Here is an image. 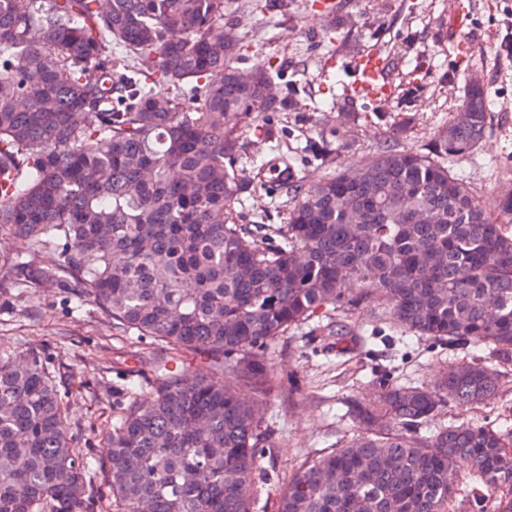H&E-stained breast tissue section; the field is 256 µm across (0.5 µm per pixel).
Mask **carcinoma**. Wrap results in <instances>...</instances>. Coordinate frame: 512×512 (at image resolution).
Here are the masks:
<instances>
[{
  "mask_svg": "<svg viewBox=\"0 0 512 512\" xmlns=\"http://www.w3.org/2000/svg\"><path fill=\"white\" fill-rule=\"evenodd\" d=\"M245 0H0V233L51 248V268L10 265L16 286L53 281L112 321L205 357L251 384L162 360L151 405L130 401L102 449L115 512H258L278 479L263 424L275 369L264 348L318 310L367 299L389 326L512 355V186L480 200L451 163L489 124L485 91L425 151L395 144L369 164L288 183L284 223L257 237L235 205L243 128L296 96L266 95L271 71L238 79L224 15ZM336 351L351 327L328 328ZM500 374L463 362L432 384L353 401L362 432L304 464L276 512H448L455 465L512 512V432L412 429L452 402L483 404ZM389 422L395 431L378 428ZM87 466L60 384L41 356L0 354V512H89Z\"/></svg>",
  "mask_w": 512,
  "mask_h": 512,
  "instance_id": "1",
  "label": "carcinoma"
}]
</instances>
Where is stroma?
<instances>
[{"mask_svg": "<svg viewBox=\"0 0 512 512\" xmlns=\"http://www.w3.org/2000/svg\"><path fill=\"white\" fill-rule=\"evenodd\" d=\"M338 14L324 0H305L288 11L267 0L225 16L236 36L239 70L256 63L280 73L276 83H300L303 90L286 114L271 121L273 137L246 131L240 168L254 170L272 158L276 137L309 151L324 144L332 164L307 161L302 174L316 182L334 169L371 160L382 146L424 148L435 128L459 107L470 77L487 93L492 120L473 152L454 167L482 198L512 185V55L501 45L512 40V0H342ZM461 12L462 24L449 17ZM374 55L385 71L382 96L349 99L344 92L355 61ZM288 191L251 185L239 207L245 219L263 212L283 223ZM365 304L351 313L318 310L267 349L277 383L267 395L263 418L276 448L265 461L288 479L308 459L353 438L358 426L349 402L377 400L390 383H429L459 360L494 365L491 349L449 350L446 343L402 333ZM350 324L358 343L337 354L322 333L333 321ZM38 352L53 375L63 377L61 396L76 445L88 463L94 512H110L109 474L101 450L129 399L148 403L144 383L153 360L168 357L165 344L114 324L93 303L80 302L44 283L0 290V352ZM502 390L487 405H448L421 424L427 436L442 426L467 422L512 430V363L503 365Z\"/></svg>", "mask_w": 512, "mask_h": 512, "instance_id": "35a3bbf8", "label": "stroma"}]
</instances>
